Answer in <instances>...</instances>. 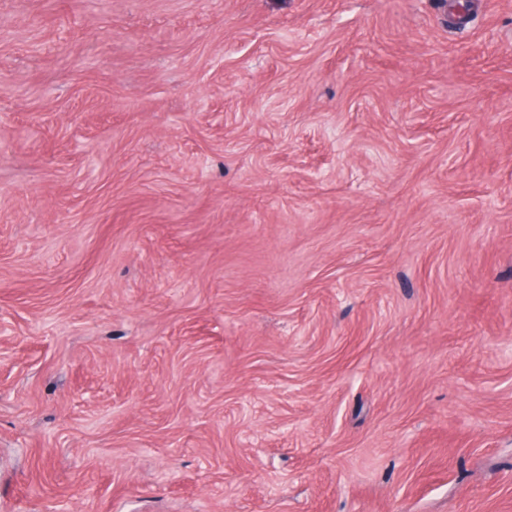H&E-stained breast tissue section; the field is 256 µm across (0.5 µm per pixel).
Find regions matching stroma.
<instances>
[{"mask_svg": "<svg viewBox=\"0 0 512 512\" xmlns=\"http://www.w3.org/2000/svg\"><path fill=\"white\" fill-rule=\"evenodd\" d=\"M0 512H512V0H0Z\"/></svg>", "mask_w": 512, "mask_h": 512, "instance_id": "35a3bbf8", "label": "stroma"}]
</instances>
